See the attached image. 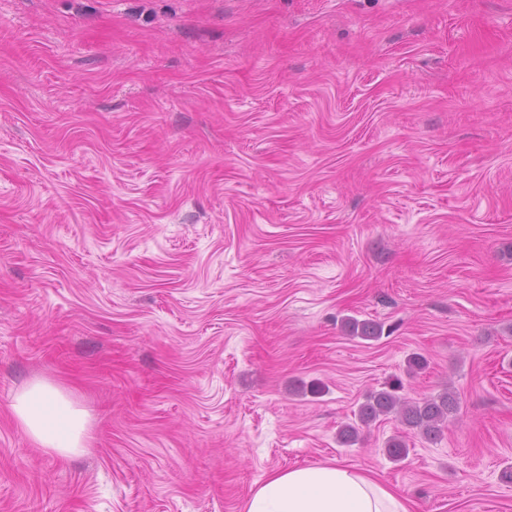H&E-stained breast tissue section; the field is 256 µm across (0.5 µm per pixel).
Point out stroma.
I'll return each instance as SVG.
<instances>
[{
    "label": "stroma",
    "instance_id": "35a3bbf8",
    "mask_svg": "<svg viewBox=\"0 0 512 512\" xmlns=\"http://www.w3.org/2000/svg\"><path fill=\"white\" fill-rule=\"evenodd\" d=\"M35 379L85 454L20 428ZM396 382L455 392L440 437L340 445ZM333 460L512 512V0H0V512H242ZM344 329L350 336L365 341H376L381 337L379 325L373 322L359 321L353 317L345 320ZM10 407L19 426L39 448L72 457L89 447L88 412L48 381L34 380L17 391Z\"/></svg>",
    "mask_w": 512,
    "mask_h": 512
}]
</instances>
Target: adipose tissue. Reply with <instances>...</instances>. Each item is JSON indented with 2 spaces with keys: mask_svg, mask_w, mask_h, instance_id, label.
I'll use <instances>...</instances> for the list:
<instances>
[{
  "mask_svg": "<svg viewBox=\"0 0 512 512\" xmlns=\"http://www.w3.org/2000/svg\"><path fill=\"white\" fill-rule=\"evenodd\" d=\"M11 410L40 448L62 457L86 452L89 414L59 388L35 380L17 391ZM243 512H411L406 498L342 462L270 473Z\"/></svg>",
  "mask_w": 512,
  "mask_h": 512,
  "instance_id": "1",
  "label": "adipose tissue"
}]
</instances>
